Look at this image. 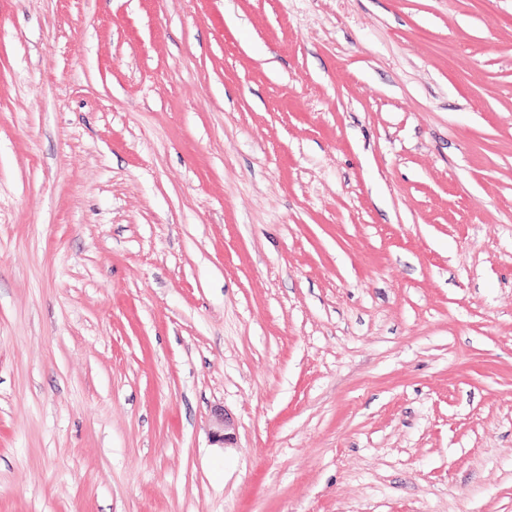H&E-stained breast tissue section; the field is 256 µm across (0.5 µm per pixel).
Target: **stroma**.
Listing matches in <instances>:
<instances>
[{"label": "stroma", "instance_id": "obj_1", "mask_svg": "<svg viewBox=\"0 0 512 512\" xmlns=\"http://www.w3.org/2000/svg\"><path fill=\"white\" fill-rule=\"evenodd\" d=\"M0 512H512V0H0Z\"/></svg>", "mask_w": 512, "mask_h": 512}]
</instances>
